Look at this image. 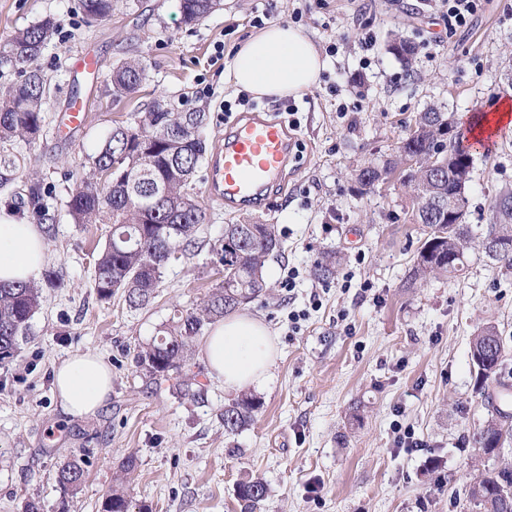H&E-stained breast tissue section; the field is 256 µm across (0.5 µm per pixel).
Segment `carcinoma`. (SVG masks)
Segmentation results:
<instances>
[{
    "instance_id": "obj_1",
    "label": "carcinoma",
    "mask_w": 512,
    "mask_h": 512,
    "mask_svg": "<svg viewBox=\"0 0 512 512\" xmlns=\"http://www.w3.org/2000/svg\"><path fill=\"white\" fill-rule=\"evenodd\" d=\"M116 2L78 0V8L87 22H102L112 16ZM214 5L215 0H179L187 23L200 21ZM56 31V22L45 18L0 43V62L21 66L19 80L0 98V192L10 200L18 196L14 187L24 163L19 144H30L44 132L47 80L32 64ZM390 50L406 68H411L414 47L410 43L395 39ZM147 80V66L142 61L122 62L112 76L113 92L127 97ZM206 120L205 112L157 102L139 124L113 127L91 157L89 174L71 191L68 207L76 224H88L100 217L112 221L109 238L94 258L93 288L99 298L110 300L119 295L131 310L147 307L161 287L169 264L195 244L205 220L194 179L206 154L199 133ZM454 127L452 115L431 106L418 113L415 121V128L424 130V134H408L397 151L421 156ZM141 135L152 137L144 149L138 140ZM492 211L495 221L480 233L484 250L494 240L512 241V192L501 194ZM425 226L428 238L417 253L414 280L464 271L466 261L456 259L455 254L473 239L471 225L442 224L432 219ZM236 238L242 246L232 258H227L226 247L216 250L217 261L224 267L221 283L199 305L175 310L137 355L139 366L151 378L174 381L175 389L192 399L202 390L191 370L197 340L209 325L262 294L267 288L265 262L281 251L274 224L244 221L224 225V239ZM41 301L42 287L35 281L0 283V362L16 354ZM471 349L488 360L477 370L476 392L492 407L491 415L468 438L472 447L485 455L501 440L512 443V420L500 407V403L512 401V384L502 376L506 347L494 326L481 329L473 337ZM261 406L260 398L253 393L238 395L224 405V431L234 434L249 426ZM84 475L83 460L74 457L59 468L57 478L64 489L74 493ZM267 493L266 484L259 479L247 477L237 485V498L245 512H255ZM468 500L472 512H512V462L485 471L470 486ZM102 512H130L122 486L106 494Z\"/></svg>"
}]
</instances>
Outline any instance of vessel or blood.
<instances>
[{
    "mask_svg": "<svg viewBox=\"0 0 512 512\" xmlns=\"http://www.w3.org/2000/svg\"><path fill=\"white\" fill-rule=\"evenodd\" d=\"M65 116L63 133L74 135L86 119L83 101L70 100ZM293 142L294 136L284 122L258 112L241 114L210 161L208 194L231 207L257 200L281 175Z\"/></svg>",
    "mask_w": 512,
    "mask_h": 512,
    "instance_id": "vessel-or-blood-1",
    "label": "vessel or blood"
}]
</instances>
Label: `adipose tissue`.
<instances>
[{
    "label": "adipose tissue",
    "instance_id": "adipose-tissue-1",
    "mask_svg": "<svg viewBox=\"0 0 512 512\" xmlns=\"http://www.w3.org/2000/svg\"><path fill=\"white\" fill-rule=\"evenodd\" d=\"M325 65L302 32L273 24L239 48L224 81L257 97L296 96L318 82ZM46 260L41 228L0 214V282L36 280ZM275 356L269 328L247 313H234L210 325L203 339L210 377L229 389L265 388ZM111 393L112 369L97 354H73L54 367V396L69 415H95Z\"/></svg>",
    "mask_w": 512,
    "mask_h": 512
}]
</instances>
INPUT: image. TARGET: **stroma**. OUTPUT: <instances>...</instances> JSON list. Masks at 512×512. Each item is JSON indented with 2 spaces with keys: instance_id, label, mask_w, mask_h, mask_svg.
Returning a JSON list of instances; mask_svg holds the SVG:
<instances>
[{
  "instance_id": "35a3bbf8",
  "label": "stroma",
  "mask_w": 512,
  "mask_h": 512,
  "mask_svg": "<svg viewBox=\"0 0 512 512\" xmlns=\"http://www.w3.org/2000/svg\"><path fill=\"white\" fill-rule=\"evenodd\" d=\"M47 17L66 35L35 62L48 80L46 126L37 143L23 146L18 181L35 176L50 190L45 269L62 285L44 289L28 335L0 364V512H22L30 501L38 512H101L130 456L137 466L125 491L133 507L151 512H240L236 487L247 476L268 487L259 512H472L466 489L492 462L468 442L490 415L476 392L470 344L495 326L512 370V269L488 262L473 243L463 274L411 282L427 235L412 219L407 189L395 176L363 191L355 174L395 155L428 105L459 120L512 100L502 69L512 56V0H484L453 34L440 0H221L194 24L183 22L177 0H118L110 21L92 26L77 0H0V40ZM263 17L299 29L326 55L318 83L296 100H258L276 119H287L289 104L298 108L286 182L274 183L262 206L229 208L207 195L209 167L201 165L195 188L206 218L190 255L168 266L144 309L99 299L93 257L110 227L74 223L71 189L112 127L135 124L157 98L208 112L207 146L222 142L221 103L241 110L224 71L260 34ZM367 32L376 39L368 54L360 47ZM396 35L417 48L412 68L388 50ZM334 43L339 51L328 55ZM83 49L101 61L96 78L72 73ZM130 58L144 61L149 79L117 104L112 71ZM75 93L87 99L86 122L64 140L56 127ZM507 190L509 124L491 148L473 154L467 223H490ZM243 220L277 225L281 238V255L265 265L266 293L244 307L271 330L276 360L255 421L228 434L222 414L235 393L210 377L202 356L194 358L205 388L196 403L150 381L136 356L173 310L192 307L222 281L214 250L225 225ZM328 256L336 274L322 282L313 269ZM292 267L300 275L290 291L283 281ZM347 272L356 281L349 289ZM362 281L370 291L359 290ZM302 309L306 319L291 327L289 311ZM89 351L110 363L112 394L96 415L73 417L53 396L54 366ZM401 425L423 440L421 450L399 447ZM75 456L85 480L72 496L57 472Z\"/></svg>"
}]
</instances>
